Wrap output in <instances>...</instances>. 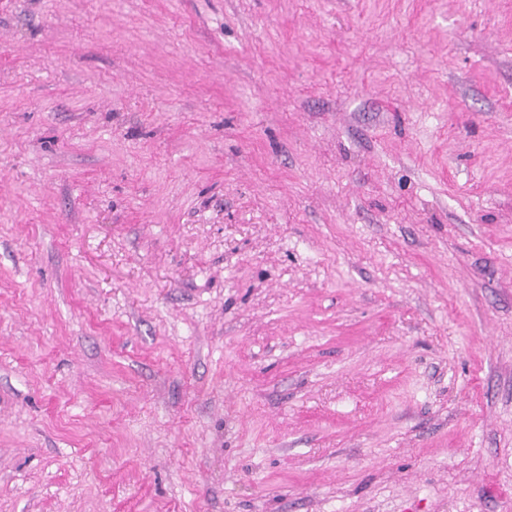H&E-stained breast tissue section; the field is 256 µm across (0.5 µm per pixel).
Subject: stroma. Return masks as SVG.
<instances>
[{"instance_id":"stroma-1","label":"stroma","mask_w":512,"mask_h":512,"mask_svg":"<svg viewBox=\"0 0 512 512\" xmlns=\"http://www.w3.org/2000/svg\"><path fill=\"white\" fill-rule=\"evenodd\" d=\"M0 512H512V0H0Z\"/></svg>"}]
</instances>
